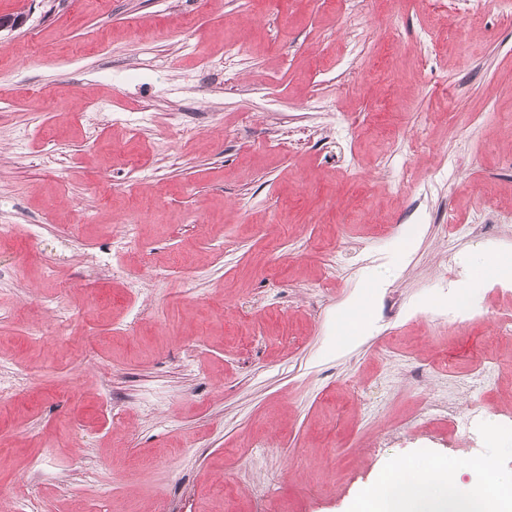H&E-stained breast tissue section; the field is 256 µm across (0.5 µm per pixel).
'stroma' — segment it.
Here are the masks:
<instances>
[{"mask_svg": "<svg viewBox=\"0 0 512 512\" xmlns=\"http://www.w3.org/2000/svg\"><path fill=\"white\" fill-rule=\"evenodd\" d=\"M17 12L0 512H353L432 461L512 482L501 0H0ZM464 299L470 322L425 315ZM482 359L472 440L439 409L467 415Z\"/></svg>", "mask_w": 512, "mask_h": 512, "instance_id": "35a3bbf8", "label": "stroma"}]
</instances>
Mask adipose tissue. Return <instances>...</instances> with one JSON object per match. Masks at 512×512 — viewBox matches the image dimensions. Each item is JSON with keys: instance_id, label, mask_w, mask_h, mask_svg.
I'll use <instances>...</instances> for the list:
<instances>
[{"instance_id": "adipose-tissue-1", "label": "adipose tissue", "mask_w": 512, "mask_h": 512, "mask_svg": "<svg viewBox=\"0 0 512 512\" xmlns=\"http://www.w3.org/2000/svg\"><path fill=\"white\" fill-rule=\"evenodd\" d=\"M471 499L483 503V512H512L511 487L490 478L472 489L440 463L431 464L422 479L407 476L401 468L387 473L355 512H462Z\"/></svg>"}]
</instances>
